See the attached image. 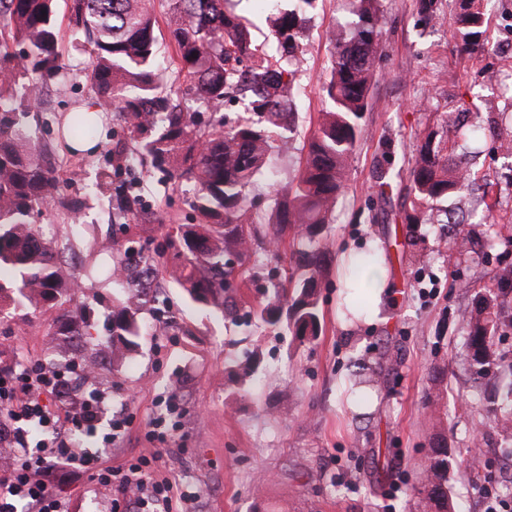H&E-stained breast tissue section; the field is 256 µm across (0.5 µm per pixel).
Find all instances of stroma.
I'll list each match as a JSON object with an SVG mask.
<instances>
[{
	"instance_id": "stroma-1",
	"label": "stroma",
	"mask_w": 512,
	"mask_h": 512,
	"mask_svg": "<svg viewBox=\"0 0 512 512\" xmlns=\"http://www.w3.org/2000/svg\"><path fill=\"white\" fill-rule=\"evenodd\" d=\"M384 47L375 63L362 135L350 160L347 188L328 226L327 258L320 295L322 331L302 344L287 327H258L248 310L263 288L295 274L289 251L260 256L253 280L243 291L237 322L224 320L192 303L166 273L170 246L180 225L194 217L184 188L160 183L147 168L123 172L137 180L144 221L129 223L113 210L107 196L90 194L101 173L110 172L112 151L125 140L119 123L108 120L99 150L90 161L64 151L55 115L94 99L87 78L89 53L65 35L64 81L50 89L39 113L41 136L68 179L71 197L83 201L91 226L87 239L73 238L56 214L41 219L40 231L79 261L123 257L137 245L146 258L162 302L140 292V348L120 371L112 369L107 341L110 299L121 282L82 281L74 304L87 310L93 342L50 335L51 315L0 320V369L44 363L75 386L60 401L63 411L81 407L89 393L102 399L97 433L79 446L103 465L116 466L151 454L147 425L164 419L171 433L163 475L175 492L194 493L189 512H418L417 491L433 428L426 395L431 384L443 391L440 423L458 465L448 485L459 512H482L485 496L499 497L512 480V454L479 426L482 405L462 366L463 318L475 292L500 287L512 253V190L504 173L512 160L496 143L486 142L469 163L478 185L465 210L496 200L504 229L495 257L462 256L445 232L424 233L405 221L408 182H399L390 200L372 193L383 151L395 165L408 166L417 135L440 113L468 109H512L487 76L512 74V0H495L484 27L486 50L465 54L447 18L453 0H438L445 23L428 21L416 0H384ZM338 7L323 0L304 40L301 84L295 123L300 137L277 151L272 173L254 184L250 196L259 211L273 203L276 186L290 181L300 162L302 136L310 134L322 108L320 90L329 73L331 49L326 30ZM382 244L389 262L385 273L397 297L391 320L383 325L336 319V285L344 252L362 254ZM254 353L262 385L241 399L236 361ZM379 389L370 414L355 418L340 404V388L354 360ZM131 425L112 434V419ZM56 493L66 512H112L113 493L95 489L90 478L59 484Z\"/></svg>"
}]
</instances>
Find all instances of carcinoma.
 Segmentation results:
<instances>
[{
  "instance_id": "carcinoma-1",
  "label": "carcinoma",
  "mask_w": 512,
  "mask_h": 512,
  "mask_svg": "<svg viewBox=\"0 0 512 512\" xmlns=\"http://www.w3.org/2000/svg\"><path fill=\"white\" fill-rule=\"evenodd\" d=\"M268 22L275 52L253 43L247 19L226 10V0H166L169 66L184 76L181 91L167 84L157 58L159 21L155 0H71L69 25L91 47L88 65L99 107L120 100L131 149L111 157L114 170L151 164L179 183L192 185L188 204L198 223L181 227L170 274L196 303L232 319L237 317L236 281L248 279L246 267L255 246L274 251L294 246L302 274L292 288L273 283L252 307L257 320L277 328L293 324L299 341L321 332L317 287L324 259L322 233L346 187L349 159L368 108L375 60L382 51L386 16L382 0H340L326 31L332 46L329 79L317 127L303 142L294 179L276 190L275 213L267 223L252 212L250 189L267 170L277 144L294 139L288 117L299 83L295 64L303 52L308 24L319 0H273ZM486 0H455L461 49L474 53L485 23ZM61 22L55 0H0V315L27 306L57 310L53 323L64 332L88 334L90 323L78 310H65L75 274L61 267L55 242L42 237L38 220L56 211L74 236L84 233L83 203L70 198L56 159L43 154L31 113L40 111L42 89L64 75ZM243 105L234 117L220 113L225 103ZM458 114L429 132L415 149L409 169L411 212L406 223L438 222L455 227V245L467 252L473 237L462 213L443 208L448 197L468 187L470 173L453 162L463 149L454 135ZM77 141H92L99 123L75 111L62 126ZM375 189L393 193L389 169L380 168ZM117 205L131 210L138 201L127 184L114 186ZM292 240H286L288 231ZM378 262L365 254L350 259L343 279L354 312L364 315L358 298L362 270ZM502 288H487L466 317L464 365L476 379L497 385L486 409L485 425L500 443L512 447V352L500 338L512 329L505 315ZM112 345L116 363L137 346L140 324L133 299L112 302ZM243 395L259 381L254 357L239 365ZM446 437L433 434L424 464L422 512H457L448 493Z\"/></svg>"
}]
</instances>
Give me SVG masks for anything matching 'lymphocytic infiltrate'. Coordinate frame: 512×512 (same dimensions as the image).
<instances>
[{
  "label": "lymphocytic infiltrate",
  "mask_w": 512,
  "mask_h": 512,
  "mask_svg": "<svg viewBox=\"0 0 512 512\" xmlns=\"http://www.w3.org/2000/svg\"><path fill=\"white\" fill-rule=\"evenodd\" d=\"M64 380L56 369L43 364L19 371L0 370V405L7 411L0 432L7 434L17 449L13 461L0 470V512H64L55 486L73 471L89 470L91 460L68 445L66 437L78 431L94 434L99 423L100 402L90 395L79 413L61 412L56 404ZM50 434L49 442L30 446L27 425ZM162 449L151 457L125 467H102L95 475L98 485H117L121 494H134L138 512H156L158 506L172 505L173 487L157 477Z\"/></svg>",
  "instance_id": "lymphocytic-infiltrate-1"
}]
</instances>
